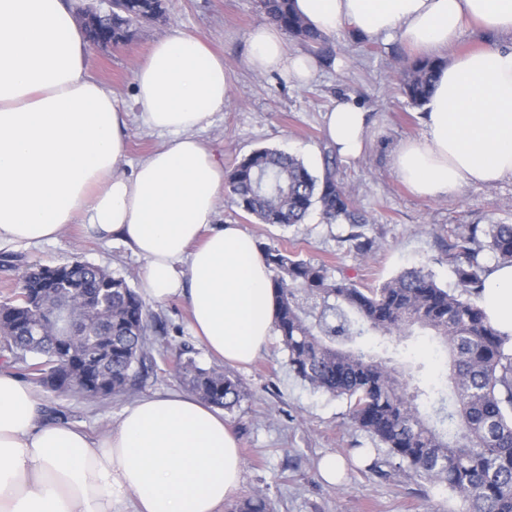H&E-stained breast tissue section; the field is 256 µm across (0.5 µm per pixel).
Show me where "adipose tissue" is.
Returning <instances> with one entry per match:
<instances>
[{"label":"adipose tissue","mask_w":512,"mask_h":512,"mask_svg":"<svg viewBox=\"0 0 512 512\" xmlns=\"http://www.w3.org/2000/svg\"><path fill=\"white\" fill-rule=\"evenodd\" d=\"M315 29L398 33L445 50L466 22L512 37V0H294ZM260 74L313 78L315 58L283 32L248 36ZM88 43L65 0H0V251L55 240L70 224L129 245L147 262L141 296L182 297L194 336L216 358L247 363L274 330L271 273L251 235L218 225L224 164L202 138L229 92L224 59L180 30L158 38L133 75L143 125L164 135L122 168L127 114L89 72ZM418 139L392 157L417 196L512 180V40L456 56L421 115ZM373 127L355 102L323 115L346 160ZM482 306L512 337V266L490 272ZM243 462L223 412L169 392L126 406L98 436L39 422L30 386L0 371V512H222Z\"/></svg>","instance_id":"ef3b65f1"}]
</instances>
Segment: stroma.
<instances>
[{
	"instance_id": "1",
	"label": "stroma",
	"mask_w": 512,
	"mask_h": 512,
	"mask_svg": "<svg viewBox=\"0 0 512 512\" xmlns=\"http://www.w3.org/2000/svg\"><path fill=\"white\" fill-rule=\"evenodd\" d=\"M264 21L259 0H165L163 19L132 27L125 46L91 47V74L128 113L126 166H134L163 141L139 119L133 72L156 39L170 29H180L223 55L231 77L224 109L215 114L203 135L225 168L266 147L294 154L314 173H321L322 114L340 97L355 100L382 122L359 160L334 161L337 181L367 220L364 233L373 242L370 252H358L346 239V226L322 223L316 212L306 223L290 227L261 224L225 197L219 223L239 225L256 244L324 264L332 278L346 277L362 288L378 287L407 269L421 267L432 272L439 285L457 291L448 244L468 224L484 228L512 224V180L467 187L439 199L413 194L393 170L392 156L400 142L421 135L420 111L399 91L400 64L416 58L417 50L394 35L359 40L340 28L329 35L332 59L320 62L315 78L301 86L281 74L260 75L248 68L247 34ZM77 255L124 276L134 287L139 286L146 267L145 260L126 245L74 224L51 243L0 251V295L9 288L16 267L32 261L61 265ZM149 308L157 328L148 336L145 369L129 390L118 397L88 401L37 385L33 391L42 419L79 425L96 434L116 422L132 401L181 390L173 365L179 347L196 349L202 366H215V359L199 349L191 334L182 298L153 301ZM395 357L403 364L420 366L424 384L446 381L448 352L425 333L403 339ZM236 373L247 396L224 418L240 443L241 493L267 498L277 512H464L466 504L459 494L407 468L391 465L386 476H378L370 464L385 459L384 448L353 426L345 399L314 390L294 375L279 338H272L259 357ZM327 453L349 463L340 483H326L318 472L317 462Z\"/></svg>"
}]
</instances>
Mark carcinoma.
Masks as SVG:
<instances>
[{"label":"carcinoma","mask_w":512,"mask_h":512,"mask_svg":"<svg viewBox=\"0 0 512 512\" xmlns=\"http://www.w3.org/2000/svg\"><path fill=\"white\" fill-rule=\"evenodd\" d=\"M260 7L288 36L321 57L331 55L326 37L295 12L293 0H260ZM163 15L162 0H117L112 44L126 42L132 26ZM445 66L439 56L405 62L401 91L414 106H423ZM224 188L261 224H303L316 209L325 223L351 228L347 240L357 251L373 246L358 231L364 218L327 165L315 176L297 156L260 148L226 172ZM486 249L499 263L512 265V224L486 230L472 225L448 245L463 296L422 268L378 288H360L286 249L260 247L271 271L275 330L295 375L346 399L353 423L383 445L389 458L445 483L462 496L466 512H512V353L478 302L489 275L478 255ZM61 304L72 306L89 335H54L46 342L24 336L27 324ZM150 321L148 304L125 277L103 268L92 272L79 256L62 266L26 267L0 300V341L14 362L54 392L76 388L90 399L122 395L135 381L148 358ZM417 330L432 333L449 349L450 390L423 384L418 371L397 367L362 341L370 334L386 339ZM175 371L188 391L215 407L231 410L247 396L231 370L180 357ZM226 512L275 508L249 493Z\"/></svg>","instance_id":"obj_1"}]
</instances>
